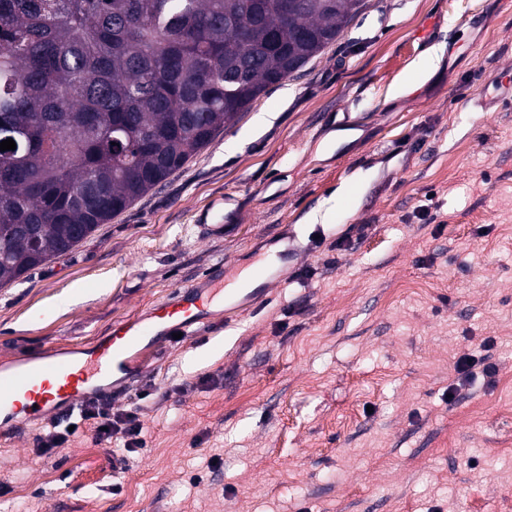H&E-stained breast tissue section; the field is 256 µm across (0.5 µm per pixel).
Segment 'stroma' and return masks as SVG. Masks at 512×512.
Wrapping results in <instances>:
<instances>
[{
	"mask_svg": "<svg viewBox=\"0 0 512 512\" xmlns=\"http://www.w3.org/2000/svg\"><path fill=\"white\" fill-rule=\"evenodd\" d=\"M364 3L183 169L0 288L6 364L89 345L217 264L274 276L137 359L111 400L143 405L137 453L86 428L38 457L44 419L0 434V512H512V102L475 104L512 74V0ZM432 46L437 70L394 95ZM488 339L494 379L458 381Z\"/></svg>",
	"mask_w": 512,
	"mask_h": 512,
	"instance_id": "35a3bbf8",
	"label": "stroma"
}]
</instances>
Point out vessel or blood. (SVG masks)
Listing matches in <instances>:
<instances>
[{"label":"vessel or blood","mask_w":512,"mask_h":512,"mask_svg":"<svg viewBox=\"0 0 512 512\" xmlns=\"http://www.w3.org/2000/svg\"><path fill=\"white\" fill-rule=\"evenodd\" d=\"M223 279L219 267L204 281L175 288L162 303L96 338L84 355L53 348L1 369L0 430L17 433L24 421L71 411L91 394L109 396L130 384L135 356L156 350L172 334L209 323L205 300Z\"/></svg>","instance_id":"b4317fda"}]
</instances>
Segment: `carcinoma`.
<instances>
[{
	"label": "carcinoma",
	"mask_w": 512,
	"mask_h": 512,
	"mask_svg": "<svg viewBox=\"0 0 512 512\" xmlns=\"http://www.w3.org/2000/svg\"><path fill=\"white\" fill-rule=\"evenodd\" d=\"M364 0H0V287L70 252Z\"/></svg>",
	"instance_id": "carcinoma-1"
}]
</instances>
